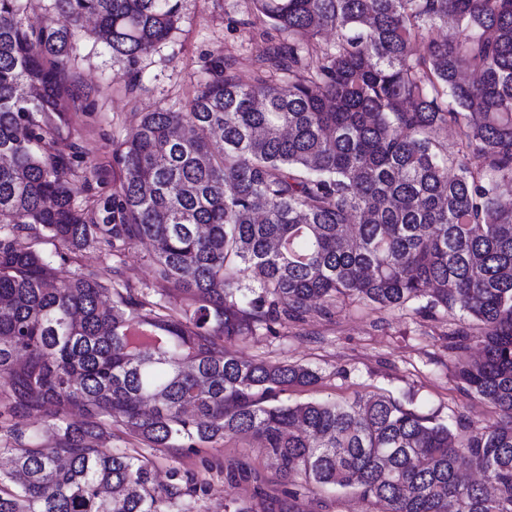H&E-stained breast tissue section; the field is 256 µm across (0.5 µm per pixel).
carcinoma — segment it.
Instances as JSON below:
<instances>
[{
	"label": "carcinoma",
	"instance_id": "1",
	"mask_svg": "<svg viewBox=\"0 0 512 512\" xmlns=\"http://www.w3.org/2000/svg\"><path fill=\"white\" fill-rule=\"evenodd\" d=\"M252 2L288 33L265 60L279 84L210 66L185 109L142 113L99 224L54 151L52 115L85 97L73 44L91 17L133 62L170 37L178 0H53L37 27L25 0H0V512H193L205 488L100 447L114 426L149 448L250 435L290 502L315 484L378 512H512V0ZM44 237L114 257L152 242L155 298L115 270L51 277ZM345 299L473 319L484 355L459 383L500 420L453 428L384 395L286 404L315 369L224 346ZM45 407L50 448L25 424Z\"/></svg>",
	"mask_w": 512,
	"mask_h": 512
}]
</instances>
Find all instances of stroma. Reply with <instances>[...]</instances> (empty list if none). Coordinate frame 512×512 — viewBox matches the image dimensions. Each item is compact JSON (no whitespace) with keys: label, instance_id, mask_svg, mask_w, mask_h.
Returning <instances> with one entry per match:
<instances>
[{"label":"stroma","instance_id":"stroma-1","mask_svg":"<svg viewBox=\"0 0 512 512\" xmlns=\"http://www.w3.org/2000/svg\"><path fill=\"white\" fill-rule=\"evenodd\" d=\"M179 21L170 38L135 61L113 57L91 32L81 33L74 45L72 67L89 97L83 112L64 115L65 133L55 145L63 154H77L72 182L78 206L101 214L106 198L118 184L122 169L113 157L114 141L132 138L141 113L160 107H181L192 98L205 67L234 63L242 77L253 75L271 50L288 35L258 15L252 0H179ZM37 248L56 278L83 268L106 272L118 265L124 281L138 288L154 282L150 245H132L120 261H112L98 245L61 260L54 242L41 240ZM454 310L428 312L415 303L403 309L346 301L329 313L311 311L305 322L289 324L279 335H257L229 342L242 358L301 363L316 369L321 379L312 387H295L281 394L283 402L351 400L372 394L389 395L406 408L445 422L462 417L475 425L494 423L498 411L491 404L460 391L456 375L479 348L471 341L466 351L448 350V336L471 326ZM150 459L162 483L172 474L188 475L203 484L195 512H224L234 499L256 512H280L277 495L285 487L252 437L242 435L216 446L148 448L122 432L103 440ZM243 461L260 472L261 482L232 480L228 463ZM296 512H377L357 494L323 491L310 486L295 501Z\"/></svg>","mask_w":512,"mask_h":512}]
</instances>
